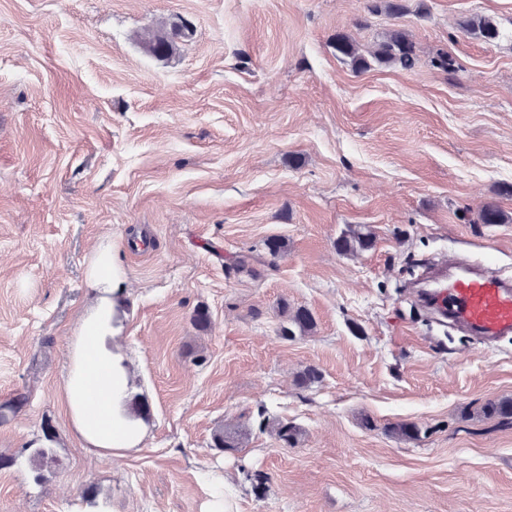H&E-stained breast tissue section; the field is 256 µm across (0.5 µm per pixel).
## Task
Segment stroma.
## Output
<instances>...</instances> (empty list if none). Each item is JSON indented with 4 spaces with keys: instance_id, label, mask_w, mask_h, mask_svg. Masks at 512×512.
<instances>
[{
    "instance_id": "stroma-1",
    "label": "stroma",
    "mask_w": 512,
    "mask_h": 512,
    "mask_svg": "<svg viewBox=\"0 0 512 512\" xmlns=\"http://www.w3.org/2000/svg\"><path fill=\"white\" fill-rule=\"evenodd\" d=\"M368 3L0 0V512H203L217 481L232 512H512V422L482 412L512 399V336L437 322L403 285L411 256L512 271V223L470 220L488 201L512 216V0H405L397 19ZM476 16L500 39L465 32ZM184 21L171 54L146 52ZM396 26L411 69L332 48ZM350 226L374 248L338 253ZM105 237L150 421L101 458L63 376ZM239 255L250 270H228ZM285 304L314 329L283 338ZM309 366L320 380L298 385ZM398 422L418 439L385 433ZM221 429L237 448L214 447Z\"/></svg>"
}]
</instances>
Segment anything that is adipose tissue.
<instances>
[{
  "instance_id": "ef3b65f1",
  "label": "adipose tissue",
  "mask_w": 512,
  "mask_h": 512,
  "mask_svg": "<svg viewBox=\"0 0 512 512\" xmlns=\"http://www.w3.org/2000/svg\"><path fill=\"white\" fill-rule=\"evenodd\" d=\"M87 279L97 298L80 321L64 393L73 430L85 446L103 457L121 456L142 444L148 427L133 412L136 393L118 344L124 274L111 239L94 251Z\"/></svg>"
}]
</instances>
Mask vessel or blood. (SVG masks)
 Masks as SVG:
<instances>
[{
	"instance_id": "vessel-or-blood-1",
	"label": "vessel or blood",
	"mask_w": 512,
	"mask_h": 512,
	"mask_svg": "<svg viewBox=\"0 0 512 512\" xmlns=\"http://www.w3.org/2000/svg\"><path fill=\"white\" fill-rule=\"evenodd\" d=\"M451 319L472 333L496 339L512 335V280L487 266L450 264L429 290Z\"/></svg>"
}]
</instances>
